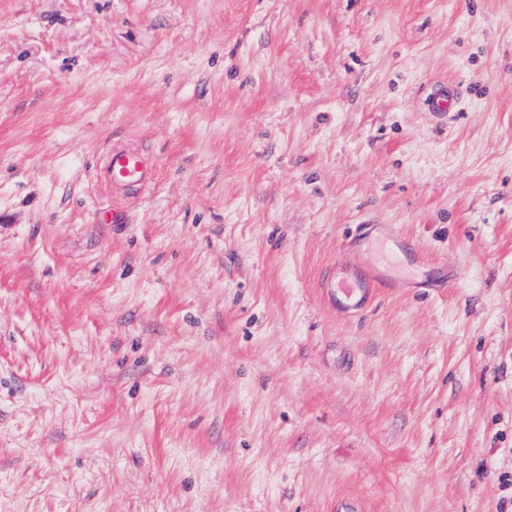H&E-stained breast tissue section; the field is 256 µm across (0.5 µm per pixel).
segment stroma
Masks as SVG:
<instances>
[{"mask_svg":"<svg viewBox=\"0 0 512 512\" xmlns=\"http://www.w3.org/2000/svg\"><path fill=\"white\" fill-rule=\"evenodd\" d=\"M351 502L512 512V0H0V512ZM104 174L113 186L126 184H143L153 174L151 159L136 150L112 149L108 156ZM379 225L371 228L364 236H361L350 246L346 245L344 252L336 260L335 269L328 274L323 282L328 300L340 308H361L363 307L375 288L385 286L386 283H370L359 277L351 267L350 251L367 242V245H383L391 242L397 250L410 258L418 265L422 256L413 241L404 234L398 232L391 224Z\"/></svg>","mask_w":512,"mask_h":512,"instance_id":"stroma-1","label":"stroma"}]
</instances>
